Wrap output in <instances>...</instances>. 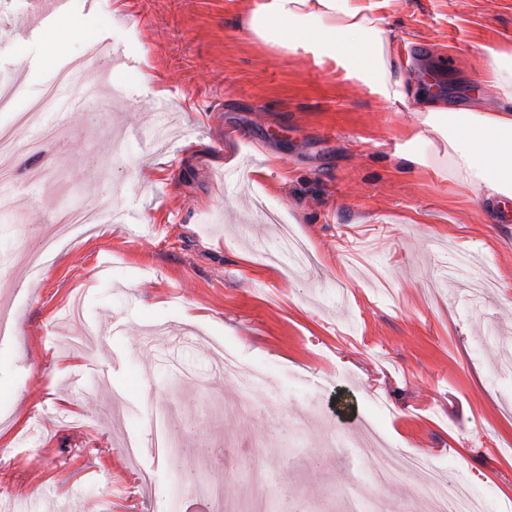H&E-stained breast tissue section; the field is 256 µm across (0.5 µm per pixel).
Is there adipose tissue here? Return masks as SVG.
<instances>
[{"label": "adipose tissue", "instance_id": "adipose-tissue-1", "mask_svg": "<svg viewBox=\"0 0 512 512\" xmlns=\"http://www.w3.org/2000/svg\"><path fill=\"white\" fill-rule=\"evenodd\" d=\"M312 24L320 55L354 60V74L372 93L405 103L403 79L391 55L394 32L369 0H260L250 27L261 36L278 33L280 45L294 49ZM490 69L495 110L455 112L429 91L418 120L440 134L449 177L474 189L479 203L496 207L512 200V56L491 53Z\"/></svg>", "mask_w": 512, "mask_h": 512}]
</instances>
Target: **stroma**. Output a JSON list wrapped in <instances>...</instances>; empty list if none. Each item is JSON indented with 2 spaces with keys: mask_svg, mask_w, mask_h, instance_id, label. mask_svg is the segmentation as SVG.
Listing matches in <instances>:
<instances>
[{
  "mask_svg": "<svg viewBox=\"0 0 512 512\" xmlns=\"http://www.w3.org/2000/svg\"><path fill=\"white\" fill-rule=\"evenodd\" d=\"M258 0H71L82 28L47 60V30L17 33L30 0H0V82L14 109L101 41L92 111L40 151L0 155V503L12 512H198L165 431L196 480L245 512H349L370 459L317 451L373 429L512 512V223L498 224L433 153L417 101L392 104L314 39L254 34ZM409 90L432 75L449 107L496 99L489 50L512 53V0H388ZM155 73L146 81V73ZM264 169L256 178L255 169ZM114 215L40 248L73 203ZM292 228L305 263L265 253ZM500 287L467 298L472 277ZM235 350L262 384L243 398ZM70 363L68 375L55 365ZM306 426L288 445L285 426ZM139 441L135 455L123 445ZM415 476L372 488L368 512H428Z\"/></svg>",
  "mask_w": 512,
  "mask_h": 512,
  "instance_id": "stroma-1",
  "label": "stroma"
}]
</instances>
